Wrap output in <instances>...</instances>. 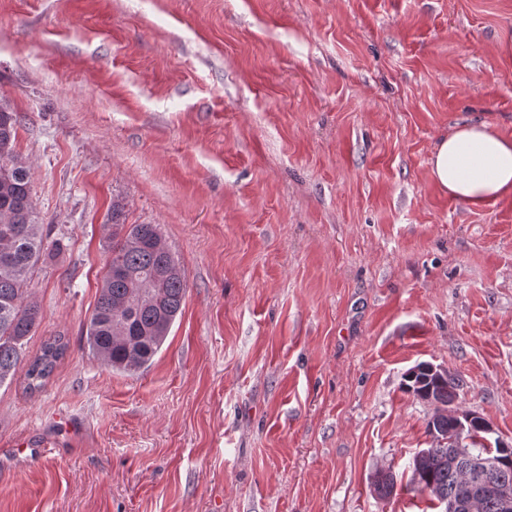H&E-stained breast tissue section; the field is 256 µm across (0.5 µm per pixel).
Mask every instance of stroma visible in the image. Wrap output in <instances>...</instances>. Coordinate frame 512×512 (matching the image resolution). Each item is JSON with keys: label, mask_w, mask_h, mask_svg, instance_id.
I'll list each match as a JSON object with an SVG mask.
<instances>
[{"label": "stroma", "mask_w": 512, "mask_h": 512, "mask_svg": "<svg viewBox=\"0 0 512 512\" xmlns=\"http://www.w3.org/2000/svg\"><path fill=\"white\" fill-rule=\"evenodd\" d=\"M0 106L61 242L26 356L69 343L0 385V512H432L421 362L512 442V197L430 177L462 124L512 137V0H0ZM116 202L187 281L134 374L84 339ZM64 339V336L49 338L43 344L40 354L29 361L24 374L26 391L40 390L46 385L68 348V342Z\"/></svg>", "instance_id": "obj_1"}]
</instances>
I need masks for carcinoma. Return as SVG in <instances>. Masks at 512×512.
<instances>
[{
    "mask_svg": "<svg viewBox=\"0 0 512 512\" xmlns=\"http://www.w3.org/2000/svg\"><path fill=\"white\" fill-rule=\"evenodd\" d=\"M14 114L0 107V385L14 379L25 359L28 337L41 320L39 306L29 295L31 274L45 254L60 248L47 241L32 200L29 170L15 152ZM122 209L112 205V252L98 299L86 326L85 340L93 357L105 367L133 373L148 366L159 353L179 314L186 295L184 271L166 246L156 224H125ZM68 342L48 339L39 355L29 361L24 389H42L64 357ZM406 388L417 393L431 388L433 399L448 408L461 380L448 376L443 383L425 382L422 375L405 376ZM428 427L449 439L459 436L458 416L433 418ZM449 443H437L413 460V480L441 503L465 500L483 490L475 512H500L485 485H512V447L492 448L501 466L473 483L461 478L462 463L448 455Z\"/></svg>",
    "mask_w": 512,
    "mask_h": 512,
    "instance_id": "obj_1",
    "label": "carcinoma"
}]
</instances>
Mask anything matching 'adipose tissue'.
<instances>
[{
	"mask_svg": "<svg viewBox=\"0 0 512 512\" xmlns=\"http://www.w3.org/2000/svg\"><path fill=\"white\" fill-rule=\"evenodd\" d=\"M433 181L452 197L475 208L512 196V137L488 124L464 125L435 147Z\"/></svg>",
	"mask_w": 512,
	"mask_h": 512,
	"instance_id": "ef3b65f1",
	"label": "adipose tissue"
}]
</instances>
